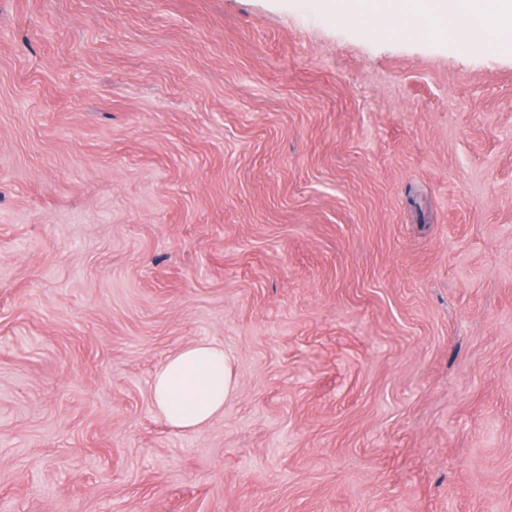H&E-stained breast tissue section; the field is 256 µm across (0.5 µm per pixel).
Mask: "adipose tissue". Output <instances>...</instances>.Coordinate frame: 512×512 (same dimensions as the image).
<instances>
[{"label":"adipose tissue","mask_w":512,"mask_h":512,"mask_svg":"<svg viewBox=\"0 0 512 512\" xmlns=\"http://www.w3.org/2000/svg\"><path fill=\"white\" fill-rule=\"evenodd\" d=\"M470 0H367L370 14L409 15L464 33ZM236 389L233 365L223 347L198 341L170 355L155 371L150 391L156 413L170 426L192 430L224 412Z\"/></svg>","instance_id":"1"}]
</instances>
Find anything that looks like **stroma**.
<instances>
[{
  "instance_id": "obj_1",
  "label": "stroma",
  "mask_w": 512,
  "mask_h": 512,
  "mask_svg": "<svg viewBox=\"0 0 512 512\" xmlns=\"http://www.w3.org/2000/svg\"><path fill=\"white\" fill-rule=\"evenodd\" d=\"M0 512H512V44L0 0ZM236 389L224 347L198 341L170 355L155 371L150 391L156 413L170 426L192 430L224 414Z\"/></svg>"
}]
</instances>
